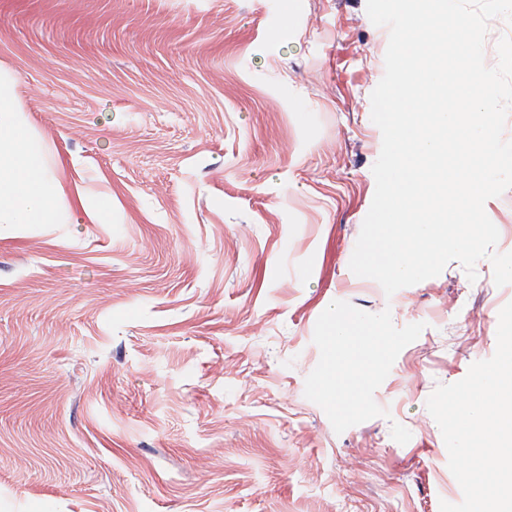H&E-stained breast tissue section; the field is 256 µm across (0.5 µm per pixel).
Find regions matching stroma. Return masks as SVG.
Here are the masks:
<instances>
[{
	"instance_id": "obj_1",
	"label": "stroma",
	"mask_w": 512,
	"mask_h": 512,
	"mask_svg": "<svg viewBox=\"0 0 512 512\" xmlns=\"http://www.w3.org/2000/svg\"><path fill=\"white\" fill-rule=\"evenodd\" d=\"M388 38L366 0H0V89L74 205L0 230V512L462 501L426 401L512 284L351 271ZM333 303L370 333L334 342ZM81 207L88 222L97 224L105 215L112 213V195H102L90 201L81 199Z\"/></svg>"
}]
</instances>
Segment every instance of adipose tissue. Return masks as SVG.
Listing matches in <instances>:
<instances>
[{
	"instance_id": "ef3b65f1",
	"label": "adipose tissue",
	"mask_w": 512,
	"mask_h": 512,
	"mask_svg": "<svg viewBox=\"0 0 512 512\" xmlns=\"http://www.w3.org/2000/svg\"><path fill=\"white\" fill-rule=\"evenodd\" d=\"M65 191L30 134L21 105L0 95V226L62 223Z\"/></svg>"
}]
</instances>
